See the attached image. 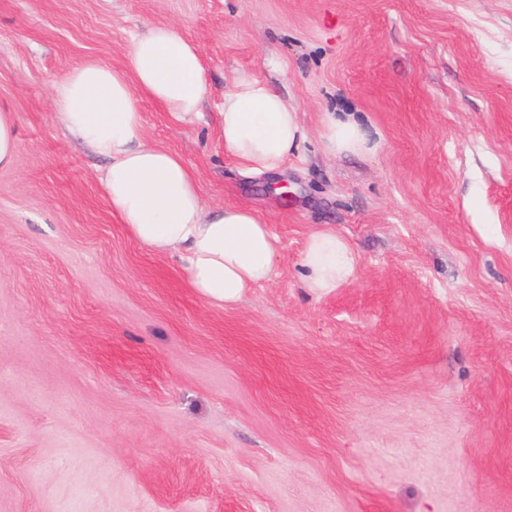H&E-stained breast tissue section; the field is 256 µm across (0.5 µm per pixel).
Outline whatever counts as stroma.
Returning a JSON list of instances; mask_svg holds the SVG:
<instances>
[{"label": "stroma", "mask_w": 512, "mask_h": 512, "mask_svg": "<svg viewBox=\"0 0 512 512\" xmlns=\"http://www.w3.org/2000/svg\"><path fill=\"white\" fill-rule=\"evenodd\" d=\"M149 23L197 46L207 98L140 99L145 141L278 239L232 308L130 236L54 117ZM239 70L299 113L281 172L224 147ZM0 110V512H512V0H0ZM327 112L376 151L328 154ZM323 228L357 273L315 294ZM17 147L15 118L11 112L0 111V168L12 166Z\"/></svg>", "instance_id": "1"}]
</instances>
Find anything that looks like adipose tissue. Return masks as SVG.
Here are the masks:
<instances>
[{
  "label": "adipose tissue",
  "instance_id": "1",
  "mask_svg": "<svg viewBox=\"0 0 512 512\" xmlns=\"http://www.w3.org/2000/svg\"><path fill=\"white\" fill-rule=\"evenodd\" d=\"M205 93L197 47L174 26L153 23L134 35L124 68L97 60L72 68L56 86L53 105L69 138L106 159L101 185L128 233L154 253L177 258L190 287L224 308L271 280L278 240L251 210L208 206L182 158L145 142L137 105L147 97L184 120L201 111ZM219 126L225 148L249 174L279 171L304 140L296 109L269 81L246 72L225 90ZM323 138L333 155L372 149L353 112L326 113ZM355 273L342 236L330 229L310 235L301 260L305 288L326 292Z\"/></svg>",
  "mask_w": 512,
  "mask_h": 512
}]
</instances>
